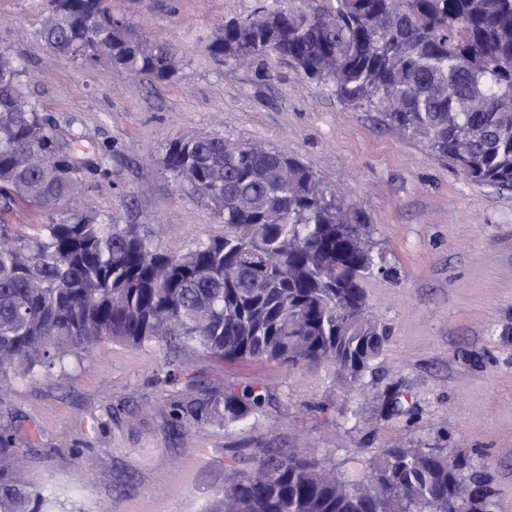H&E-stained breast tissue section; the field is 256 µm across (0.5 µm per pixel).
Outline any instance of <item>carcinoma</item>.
I'll return each instance as SVG.
<instances>
[{"label":"carcinoma","mask_w":512,"mask_h":512,"mask_svg":"<svg viewBox=\"0 0 512 512\" xmlns=\"http://www.w3.org/2000/svg\"><path fill=\"white\" fill-rule=\"evenodd\" d=\"M275 0L224 24L207 51L224 63L275 57L344 104L372 108L465 180L512 189V0ZM40 35L59 56L168 80L171 50L144 39L108 0H53ZM24 69L0 49V200L52 210L82 180L76 140L24 99ZM163 166L206 196L224 234L184 254L151 250L138 224L75 215L23 235L0 224V375L64 367L103 341L167 349L178 384L197 347L228 362L332 368L357 382L388 334L370 311L371 224L283 150L200 134L168 145ZM270 404L252 389L176 388L171 427H228ZM444 448H387L349 475L298 450L260 448L224 465L208 512H455ZM22 462L0 433V512H66L18 482ZM472 504L487 490L461 475Z\"/></svg>","instance_id":"obj_1"}]
</instances>
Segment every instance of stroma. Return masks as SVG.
Listing matches in <instances>:
<instances>
[{"mask_svg":"<svg viewBox=\"0 0 512 512\" xmlns=\"http://www.w3.org/2000/svg\"><path fill=\"white\" fill-rule=\"evenodd\" d=\"M263 0H110L151 41L169 43L174 78L53 57L38 35L51 0H0V47L27 71L23 94L63 138L81 137L83 192L43 211L0 207V224L89 214L137 224L153 249L184 253L224 225L177 185L162 158L193 132L285 149L370 218L385 271L366 279L388 347L354 385L322 368L292 372L195 350L182 371L252 385L274 403L246 424L172 434L164 348L109 341L64 368L0 376V415L27 457L17 479L71 512H205L224 465L257 448L314 452L358 474L383 449L452 448L491 476L493 512H512V189L465 181L380 113L351 108L269 60L225 64L207 44ZM112 156L96 171L99 148Z\"/></svg>","mask_w":512,"mask_h":512,"instance_id":"stroma-1","label":"stroma"}]
</instances>
